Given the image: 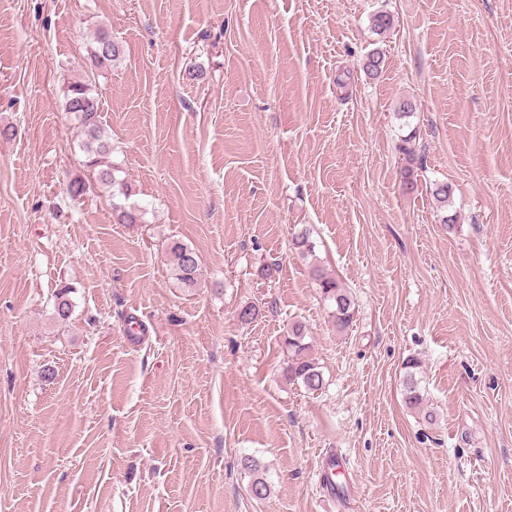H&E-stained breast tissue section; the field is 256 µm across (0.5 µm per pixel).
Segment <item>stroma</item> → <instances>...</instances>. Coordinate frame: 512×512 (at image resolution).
Masks as SVG:
<instances>
[{
    "label": "stroma",
    "mask_w": 512,
    "mask_h": 512,
    "mask_svg": "<svg viewBox=\"0 0 512 512\" xmlns=\"http://www.w3.org/2000/svg\"><path fill=\"white\" fill-rule=\"evenodd\" d=\"M101 27L122 47L109 71L89 59ZM68 80L101 93L141 223H117L85 166ZM10 125L0 512H512V0H0ZM302 227L353 295L345 332L292 249ZM172 237L200 257L196 288ZM295 320L313 394L284 377ZM411 357L435 422L404 403ZM412 138L413 137L410 136L407 139L401 140L402 144L399 145V151L403 155L402 160L406 164L402 171L403 187L406 190H411L415 187L418 170L421 169L423 165L422 157L416 153L414 148L409 146ZM167 253L170 258L175 279L184 288H193L197 285L200 276L199 256L187 243L179 239H172L167 244ZM244 466L253 472V480L250 485V493L255 499H265L269 496L271 485L267 481L258 463L252 458L244 459Z\"/></svg>",
    "instance_id": "35a3bbf8"
}]
</instances>
